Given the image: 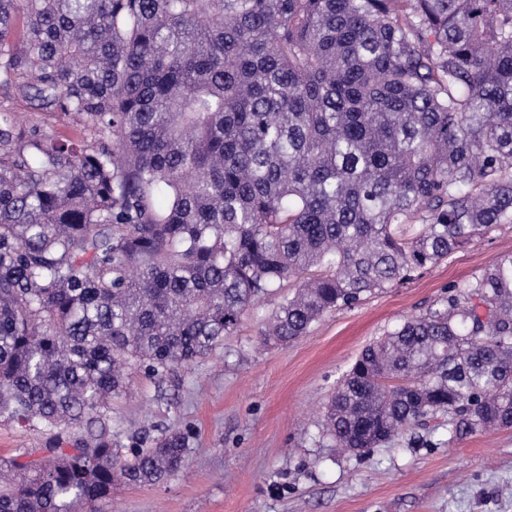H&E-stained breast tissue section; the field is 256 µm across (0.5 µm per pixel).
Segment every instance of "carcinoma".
<instances>
[{
  "label": "carcinoma",
  "mask_w": 512,
  "mask_h": 512,
  "mask_svg": "<svg viewBox=\"0 0 512 512\" xmlns=\"http://www.w3.org/2000/svg\"><path fill=\"white\" fill-rule=\"evenodd\" d=\"M0 512H98L186 463L106 432L131 369L288 343L512 224V0H0ZM294 291L284 295L288 285ZM512 428V255L368 345L327 404L365 453ZM49 435L36 429L22 428L15 423L0 418V458H14L29 452L33 458L44 454Z\"/></svg>",
  "instance_id": "1"
}]
</instances>
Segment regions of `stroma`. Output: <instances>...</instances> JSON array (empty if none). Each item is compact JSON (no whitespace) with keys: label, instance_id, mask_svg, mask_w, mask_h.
Wrapping results in <instances>:
<instances>
[{"label":"stroma","instance_id":"1","mask_svg":"<svg viewBox=\"0 0 512 512\" xmlns=\"http://www.w3.org/2000/svg\"><path fill=\"white\" fill-rule=\"evenodd\" d=\"M512 254L496 225L447 260L351 308L328 312L296 342L260 346L265 300L208 359L164 382L132 372L112 400V438L189 430L185 467L160 485L113 487L104 512H512V428L449 440L412 427L357 455L322 431L324 408L362 350ZM45 432L0 418V458L41 457Z\"/></svg>","mask_w":512,"mask_h":512}]
</instances>
